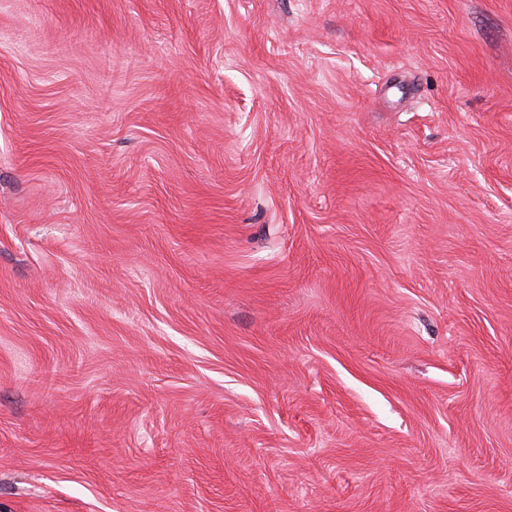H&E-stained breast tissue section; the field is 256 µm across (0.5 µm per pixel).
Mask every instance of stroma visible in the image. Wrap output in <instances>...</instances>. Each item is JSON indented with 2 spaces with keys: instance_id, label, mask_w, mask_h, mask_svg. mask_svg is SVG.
Segmentation results:
<instances>
[{
  "instance_id": "obj_1",
  "label": "stroma",
  "mask_w": 512,
  "mask_h": 512,
  "mask_svg": "<svg viewBox=\"0 0 512 512\" xmlns=\"http://www.w3.org/2000/svg\"><path fill=\"white\" fill-rule=\"evenodd\" d=\"M0 512H512V0H0Z\"/></svg>"
}]
</instances>
